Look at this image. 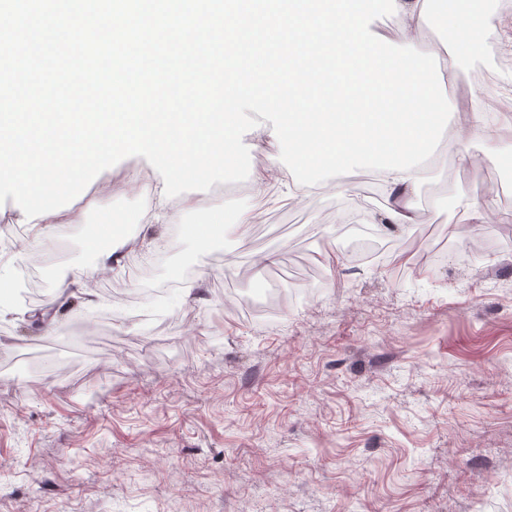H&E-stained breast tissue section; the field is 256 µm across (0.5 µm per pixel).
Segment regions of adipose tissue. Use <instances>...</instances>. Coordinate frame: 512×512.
<instances>
[{
    "label": "adipose tissue",
    "instance_id": "1",
    "mask_svg": "<svg viewBox=\"0 0 512 512\" xmlns=\"http://www.w3.org/2000/svg\"><path fill=\"white\" fill-rule=\"evenodd\" d=\"M399 13L395 30L404 43H411L414 33L430 18L439 19L444 30L443 40L453 52L464 53L470 48V34L486 28L491 18L483 11L473 8L469 0H396ZM381 183L390 204L378 218L382 224H410L415 220L414 196L423 179L420 167H411L409 172H380ZM194 212L200 215L199 223L186 227L188 235L200 242H208L217 224L223 223V214L202 207L195 196L181 197L176 205L162 204L146 211L142 219L145 224L172 221L174 215Z\"/></svg>",
    "mask_w": 512,
    "mask_h": 512
}]
</instances>
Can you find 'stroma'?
<instances>
[{
  "label": "stroma",
  "instance_id": "stroma-1",
  "mask_svg": "<svg viewBox=\"0 0 512 512\" xmlns=\"http://www.w3.org/2000/svg\"><path fill=\"white\" fill-rule=\"evenodd\" d=\"M449 56L448 100L498 95L496 139H446L424 164L415 223L384 262L344 256L341 216L386 199L369 171L299 202L251 181L202 192L227 228L202 247L168 224L163 256L94 269L116 218L142 211L158 173L132 156L84 190L83 223L32 242L0 204V512H512V10ZM468 150L480 164H458ZM486 207L471 265L430 263ZM260 220L235 227L241 211ZM270 254L264 275L256 256ZM153 275L144 278L142 267ZM43 301L13 298L22 269ZM174 283L142 302L141 289ZM317 288L252 316L238 299Z\"/></svg>",
  "mask_w": 512,
  "mask_h": 512
}]
</instances>
